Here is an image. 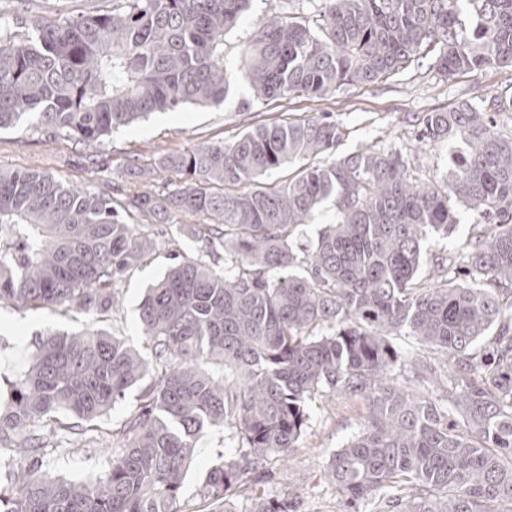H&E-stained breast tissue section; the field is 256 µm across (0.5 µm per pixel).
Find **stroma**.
<instances>
[{
    "instance_id": "35a3bbf8",
    "label": "stroma",
    "mask_w": 512,
    "mask_h": 512,
    "mask_svg": "<svg viewBox=\"0 0 512 512\" xmlns=\"http://www.w3.org/2000/svg\"><path fill=\"white\" fill-rule=\"evenodd\" d=\"M318 0H251V8L238 29L224 40V67L234 80L235 91L218 109L187 107L177 112L156 113L148 120L112 134L98 152L103 169L88 165L83 146L62 139L51 141L30 125L0 132V169L41 171L63 183L92 187L104 192L126 182L133 159L152 161L162 154L183 151L216 140L234 141L249 127L263 123L293 121L334 113L345 137L338 148L346 155L374 145L400 152L411 175L427 182L445 177L456 146L435 142L424 146L415 140L414 118L423 112L446 110L458 102H479L481 98L512 88V70L488 69L445 78L430 59L412 63L397 74L373 83L349 85L335 94L315 98L288 96L269 99L241 108L250 89L239 65V51L256 23L282 13L314 15ZM141 233L157 238V247L139 267L118 280L117 306L99 319V328L125 337L140 347L137 307L145 288L160 278L170 264L172 241H179L181 254L196 253V242L180 236L177 225L148 224ZM88 322L84 314L52 309L31 310L9 303L0 304V394L27 372L41 335L48 330L73 333ZM362 411L345 397L316 399L310 405L307 433L287 463H272L273 487L293 486L299 491L303 512H340L334 486L326 479L330 457L361 428ZM232 441L220 428L207 430L199 439L181 490V499L195 512H213L202 497L210 469L223 462ZM110 452L104 448L76 444L66 450L47 452L42 469L52 477L76 483L103 474Z\"/></svg>"
}]
</instances>
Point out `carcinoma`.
<instances>
[{
	"instance_id": "cac0c4a2",
	"label": "carcinoma",
	"mask_w": 512,
	"mask_h": 512,
	"mask_svg": "<svg viewBox=\"0 0 512 512\" xmlns=\"http://www.w3.org/2000/svg\"><path fill=\"white\" fill-rule=\"evenodd\" d=\"M29 2L0 5V130L34 118L49 138L100 146L153 112L217 109L231 94L224 37L250 0H112L109 12L23 20ZM430 53L450 79L512 70V0H322L312 17L269 18L240 51L242 105L322 98ZM511 110L496 94L417 116L419 142L462 144L432 185L410 180L397 151L337 156L328 112L135 164L118 196L0 170V303L101 318L119 275L155 249L131 217L203 242L147 288L148 352L93 326L40 339L0 401V452L27 463L18 490L0 488V512H187L184 475L214 427L235 446L205 499L301 512L295 490L266 488L268 465L292 455L308 402L331 393L366 411L328 463L342 512H512V134L497 122ZM327 201L336 219L300 249L299 228ZM460 206L473 216L461 249L428 258L425 240L451 235ZM406 336L435 357L399 348ZM133 389L106 474L36 475L47 448L94 442Z\"/></svg>"
}]
</instances>
